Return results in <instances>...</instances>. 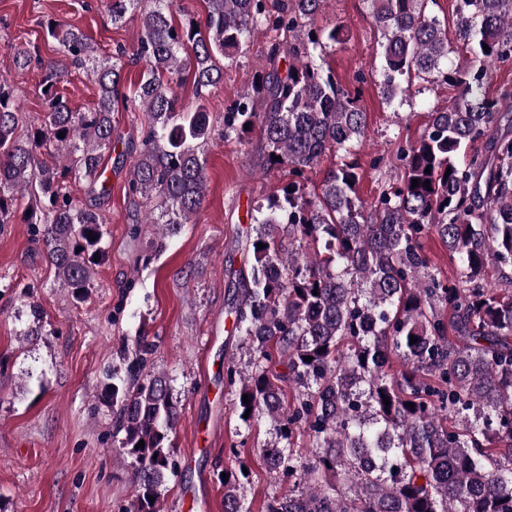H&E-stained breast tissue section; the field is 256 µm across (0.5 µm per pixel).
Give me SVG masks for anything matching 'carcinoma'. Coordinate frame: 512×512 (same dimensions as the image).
<instances>
[{
	"instance_id": "cac0c4a2",
	"label": "carcinoma",
	"mask_w": 512,
	"mask_h": 512,
	"mask_svg": "<svg viewBox=\"0 0 512 512\" xmlns=\"http://www.w3.org/2000/svg\"><path fill=\"white\" fill-rule=\"evenodd\" d=\"M144 2L107 3L114 24L140 13L130 58L121 48L101 58L82 31L52 21L46 33L58 56L10 45L17 68L40 71L47 106L24 138L14 90L0 76V225L24 207L76 301L93 287L86 255L103 252L108 231L97 206L74 202L72 186L108 195L96 186L121 142L112 114L148 112L128 189L140 199L137 223L162 227L150 242L157 254L202 208L200 154L214 135L206 107L184 106L176 87L185 73L200 97L220 86L219 59L234 58L257 27L284 29L293 41L271 46L269 69L224 113L219 136L240 140L250 124L269 163L297 176L365 136L360 93L315 63L317 49L341 42L336 27L312 28L324 0H280L274 14L265 0H205L204 19L181 28L169 19L171 0H151L147 12ZM371 2L384 35L386 97L396 95V77L411 74L436 75L455 94L401 150L405 177L373 208L359 196L358 163L346 161L327 171L318 192L291 181L252 208L243 261L228 269L231 334L251 358L245 370L225 363L224 385L242 422L270 419L275 440L262 449L264 460L293 484L270 496L264 512H512V291L487 284L490 267L512 266V138L498 135L502 98L512 94L491 95L484 66L512 58V0H456L469 56L453 68L443 67L448 33L426 13L427 0ZM138 63V88L128 96L125 66ZM80 70L98 86L83 111L60 91ZM479 141L484 152L460 163L461 148ZM45 153L60 156L64 169L47 165ZM430 231L457 264L456 280L430 272L422 243ZM154 355L153 343L136 339L121 352L125 372L112 371L102 389L130 460L132 512H161V487L175 470L178 398L169 376L151 369ZM275 358L288 374L271 371ZM304 435L314 449L308 458L298 451ZM242 478L243 469L228 471L224 512H250L238 494Z\"/></svg>"
}]
</instances>
